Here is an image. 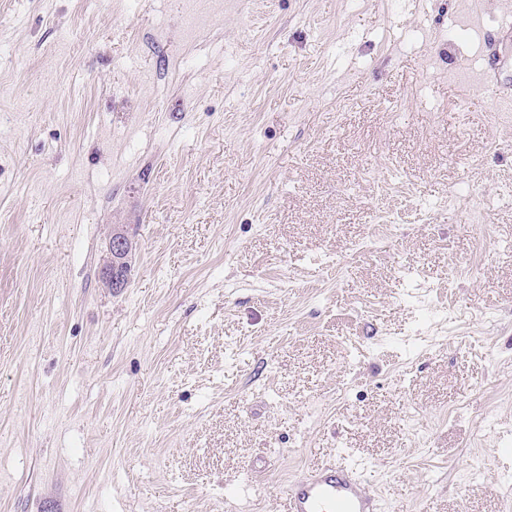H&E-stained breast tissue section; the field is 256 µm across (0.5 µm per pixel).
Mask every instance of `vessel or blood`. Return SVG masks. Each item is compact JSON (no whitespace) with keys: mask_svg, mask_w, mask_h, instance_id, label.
<instances>
[{"mask_svg":"<svg viewBox=\"0 0 512 512\" xmlns=\"http://www.w3.org/2000/svg\"><path fill=\"white\" fill-rule=\"evenodd\" d=\"M287 512H378L366 479L354 468L317 465L292 481L286 492Z\"/></svg>","mask_w":512,"mask_h":512,"instance_id":"1","label":"vessel or blood"}]
</instances>
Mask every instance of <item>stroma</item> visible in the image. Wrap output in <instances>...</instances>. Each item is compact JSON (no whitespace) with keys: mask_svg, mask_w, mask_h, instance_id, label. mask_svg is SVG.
<instances>
[{"mask_svg":"<svg viewBox=\"0 0 512 512\" xmlns=\"http://www.w3.org/2000/svg\"><path fill=\"white\" fill-rule=\"evenodd\" d=\"M215 1L0 0V512H512V0ZM117 226V227H116ZM133 235L126 224L113 225L106 243V255L100 269V278L107 288H125L130 277L128 260L134 247ZM288 512H377L378 502L366 479L354 468L317 465L292 481L286 492Z\"/></svg>","mask_w":512,"mask_h":512,"instance_id":"obj_1","label":"stroma"}]
</instances>
